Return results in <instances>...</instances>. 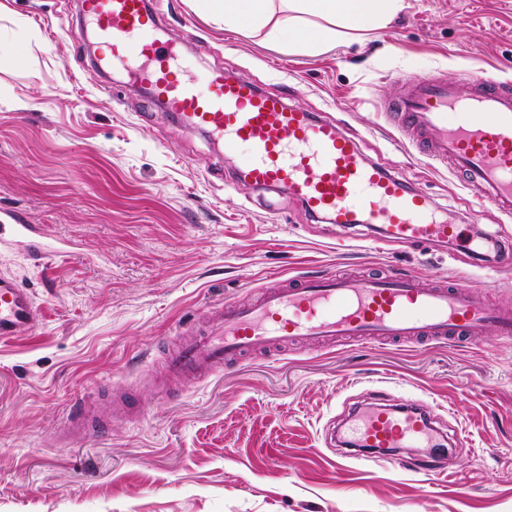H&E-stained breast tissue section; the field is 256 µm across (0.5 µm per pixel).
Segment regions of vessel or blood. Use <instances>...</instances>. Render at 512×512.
<instances>
[{"mask_svg":"<svg viewBox=\"0 0 512 512\" xmlns=\"http://www.w3.org/2000/svg\"><path fill=\"white\" fill-rule=\"evenodd\" d=\"M81 9L110 50L105 66L127 70L173 119L223 142L225 153L248 147L240 166L251 185L286 187L309 211L346 230L384 225L389 245L458 242V225L441 219L401 175L368 162L339 120L291 107L246 76L209 69L184 78L181 47L163 37L148 0H81ZM388 109L398 127L413 132L420 153L450 164L480 201L512 218V93L480 77L464 96L454 83L424 76L405 82ZM452 112L464 113L465 121L449 123ZM4 233L30 250H46L32 225L1 223ZM39 320L29 289L0 274V340L25 335ZM484 325L512 340V306L491 305L464 284L432 288L414 272L301 276L270 287L258 301L219 305L203 332L183 331L165 365L171 378L206 379L242 355L303 339L445 342ZM434 433L416 402L366 405L346 423L349 450L336 467L345 468L354 447H436Z\"/></svg>","mask_w":512,"mask_h":512,"instance_id":"vessel-or-blood-1","label":"vessel or blood"}]
</instances>
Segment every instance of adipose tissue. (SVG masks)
Wrapping results in <instances>:
<instances>
[{"label": "adipose tissue", "instance_id": "obj_1", "mask_svg": "<svg viewBox=\"0 0 512 512\" xmlns=\"http://www.w3.org/2000/svg\"><path fill=\"white\" fill-rule=\"evenodd\" d=\"M229 29L263 34L272 45L320 52L386 29L405 0H202Z\"/></svg>", "mask_w": 512, "mask_h": 512}]
</instances>
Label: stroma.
I'll return each mask as SVG.
<instances>
[{"label": "stroma", "mask_w": 512, "mask_h": 512, "mask_svg": "<svg viewBox=\"0 0 512 512\" xmlns=\"http://www.w3.org/2000/svg\"><path fill=\"white\" fill-rule=\"evenodd\" d=\"M191 66L251 77L330 112L373 161L460 225L512 244V219L425 159L384 110L398 79L512 89V0H406L388 31L318 53L225 29L199 0H151ZM80 0H0V210L61 256L0 238V274L42 317L0 341V512H512V341L296 344L207 380L163 385L160 360L217 304L309 272L414 271L512 302V275L460 245L385 246L340 232L281 188H256L203 132L170 119L86 47ZM424 402L447 473L369 455L337 471L330 433L357 404ZM89 404L90 432L59 435Z\"/></svg>", "instance_id": "obj_1"}]
</instances>
